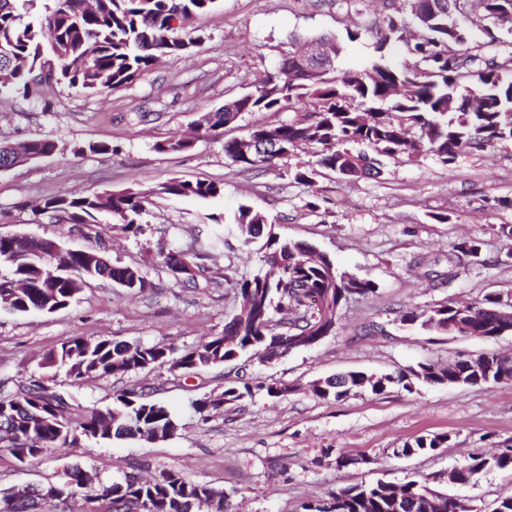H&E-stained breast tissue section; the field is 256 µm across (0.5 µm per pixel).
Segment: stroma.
Segmentation results:
<instances>
[{"mask_svg":"<svg viewBox=\"0 0 512 512\" xmlns=\"http://www.w3.org/2000/svg\"><path fill=\"white\" fill-rule=\"evenodd\" d=\"M356 13L345 0H220L195 23L201 42L187 54L164 59L131 84L89 95L51 83L29 98L0 96V142L53 141V154L0 174V234L55 238L72 249L97 248L110 261L139 266L154 283L128 296L108 279L89 281L68 307L53 313L0 309V392L16 393L33 379L64 395L73 415L111 405L116 390L143 389L167 404L178 426L169 439L111 443L83 439L19 463L0 451V487L38 483L80 465L101 481H120L148 463L150 476L177 471L223 488L228 512H302L303 503L330 492L379 480H423L436 491L466 500L482 512L512 495V471L496 470L478 484L449 483V469L471 453L512 445V383L495 386L420 385L360 392L336 401L313 396L309 383L338 372H394L429 361L481 352L512 354V335L496 339L436 336L402 324L409 308L447 300L470 303L495 293L512 300V241L497 228L512 225V142L460 155L442 166L424 152L389 161L381 177L345 182L317 175L297 183L289 167L244 170L224 157V140L248 128L288 120V113L245 112L224 138L196 135L195 122L243 93L274 70L289 50L288 36L344 34L405 0H364ZM179 134L191 149L159 151ZM100 144L92 153L88 144ZM172 177L223 184L215 199H153L139 235L98 234L96 225L70 226L38 214L42 200L87 191L147 189ZM247 204L262 212L284 238L305 242L337 266L375 281L367 301L341 311L333 334L314 347L263 365L240 357L186 375L161 366L121 378L72 382L44 368L45 356L81 337L160 343L180 350L220 334L233 306L225 277L256 273L257 245L241 246L224 219ZM222 238L203 264L208 272L191 287L157 272L159 249H184L195 240ZM477 240L479 257L449 265L458 243ZM376 325L374 336L363 335ZM289 386L288 395L254 397L201 419L192 404L235 385L239 378ZM449 434L435 454L395 457L421 435ZM354 458L340 468L338 454Z\"/></svg>","mask_w":512,"mask_h":512,"instance_id":"obj_1","label":"stroma"}]
</instances>
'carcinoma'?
Here are the masks:
<instances>
[{
    "mask_svg": "<svg viewBox=\"0 0 512 512\" xmlns=\"http://www.w3.org/2000/svg\"><path fill=\"white\" fill-rule=\"evenodd\" d=\"M34 0H0V65L9 64L0 82L7 92L28 96L51 80L65 81L91 95H103L133 81L156 62L177 56L197 45V38L179 31L211 12L219 0H54L46 15L24 21L22 10ZM469 13L480 15L486 41L479 42L457 22ZM512 0H409V16L387 14L375 24V55L361 66L341 65L346 44L333 35L319 36L330 51L324 66L312 65L288 52L278 67L257 78L250 90L202 116L204 134L217 137L243 112H295L304 117L276 125L255 126L244 134L254 149L244 152L241 138L224 141V156L243 169L270 168L305 148L317 149V160L293 170L295 181L311 185L318 169H328L345 181L381 176L386 160L399 162L425 150L443 166L455 163L471 149L512 142ZM422 32L411 41L409 26ZM54 150L48 141H28L9 151L0 146V163L17 166ZM223 186L214 181L172 177L147 189L92 192L83 196H54L40 212L71 224L109 209L117 229L142 232L139 218L154 195L214 198ZM267 217L241 204L231 224L244 244L263 234ZM54 240L34 238L23 247L0 236V266L12 277L0 278V308L18 313H52L70 304L87 280L108 271L125 294L153 287L137 266L90 267L95 249L70 252L67 264L53 265ZM266 270L239 279L224 277L233 291L234 311L224 333L203 338L195 346L173 354L155 345L88 341L77 337L48 354L46 364L62 369L78 382L86 377H121L175 363L186 374L237 359L255 351L272 360L290 350L308 348L317 336L336 330L340 312L351 302L377 294L376 282L336 267L326 254L300 242L270 233L263 244ZM158 267L174 278L181 268L201 269L199 254L189 248L159 251ZM498 295L462 305L446 301L425 309H410L401 321L432 334H448V324L460 335L497 338L512 334V315ZM286 311V321L274 313ZM495 370L467 371L464 359L446 364L427 362L397 373L350 371L340 380L318 379L309 391L319 399L340 400L351 391L383 394L393 387L409 393L417 385H452L461 376H480L482 386L512 381V356L494 354ZM266 391L270 397L289 387L242 381L228 387L221 398L210 396L193 403L202 417L219 414L224 405L237 404ZM177 424L162 402L149 401L134 388L113 394L112 405L89 410L81 419L70 417L66 399L36 381L14 396L0 398V450L19 462L39 458L58 444L80 438L110 442L142 438L164 441ZM447 434L422 435L393 449L396 456L434 454L448 447ZM512 470V446L485 455L475 453L457 465V482L474 484L493 470ZM84 469L41 486L0 488V512H70V502L87 489L88 512H226L224 489L190 480L175 471L152 481L129 474L121 481L82 483ZM453 498L437 495L423 481L403 484L378 481L342 488L304 505L305 512H456Z\"/></svg>",
    "mask_w": 512,
    "mask_h": 512,
    "instance_id": "cac0c4a2",
    "label": "carcinoma"
}]
</instances>
